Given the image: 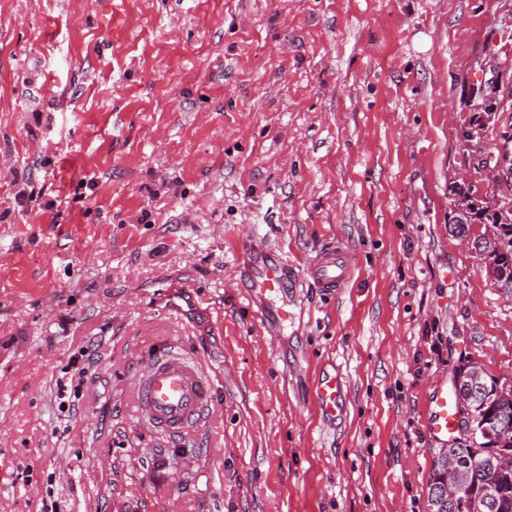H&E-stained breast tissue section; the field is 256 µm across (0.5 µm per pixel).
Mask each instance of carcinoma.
I'll return each instance as SVG.
<instances>
[{"label":"carcinoma","mask_w":512,"mask_h":512,"mask_svg":"<svg viewBox=\"0 0 512 512\" xmlns=\"http://www.w3.org/2000/svg\"><path fill=\"white\" fill-rule=\"evenodd\" d=\"M488 154L512 168V125L500 134V144ZM457 198H468L471 205L464 211H452L448 230L460 237L474 224L491 220L493 236L508 243V248L492 258L491 280L498 287L512 284V208L491 210L490 202L476 197L470 185L451 187ZM469 400L471 427L477 440L473 443L452 441L448 447V465L465 471L469 484L467 494L454 502L435 496L440 482L439 470L432 469L427 487L428 512H512V468L500 470L496 455L512 449V402L503 401L496 393V378L483 374L477 385L464 386Z\"/></svg>","instance_id":"1"}]
</instances>
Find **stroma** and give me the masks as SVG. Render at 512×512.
I'll return each instance as SVG.
<instances>
[{
    "label": "stroma",
    "mask_w": 512,
    "mask_h": 512,
    "mask_svg": "<svg viewBox=\"0 0 512 512\" xmlns=\"http://www.w3.org/2000/svg\"><path fill=\"white\" fill-rule=\"evenodd\" d=\"M499 74L512 0H134L119 37L109 0H0V512H428L432 391L461 353L512 380V297L448 231L451 184L512 207L458 141ZM252 238L287 322L251 301ZM166 346L214 400L175 442L133 380ZM308 273L318 288L329 294L338 293L351 278L352 262L342 248L331 246L315 258ZM313 401L325 421L335 422L344 411L343 379L339 371L324 370L313 389Z\"/></svg>",
    "instance_id": "stroma-1"
}]
</instances>
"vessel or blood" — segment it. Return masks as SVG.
<instances>
[{
    "instance_id": "1",
    "label": "vessel or blood",
    "mask_w": 512,
    "mask_h": 512,
    "mask_svg": "<svg viewBox=\"0 0 512 512\" xmlns=\"http://www.w3.org/2000/svg\"><path fill=\"white\" fill-rule=\"evenodd\" d=\"M245 255L253 291L262 305H269L288 289L282 265L265 261L263 247L253 242L246 245ZM308 273L318 288L337 293L351 278L352 262L342 248L332 246L315 258ZM135 389L141 422L172 441L200 425L212 411V387L198 362L166 347L153 352L138 369ZM313 401L324 420L340 419L344 392L339 371H322L314 385ZM430 404L432 432L448 436L454 428V416L447 387H438Z\"/></svg>"
}]
</instances>
